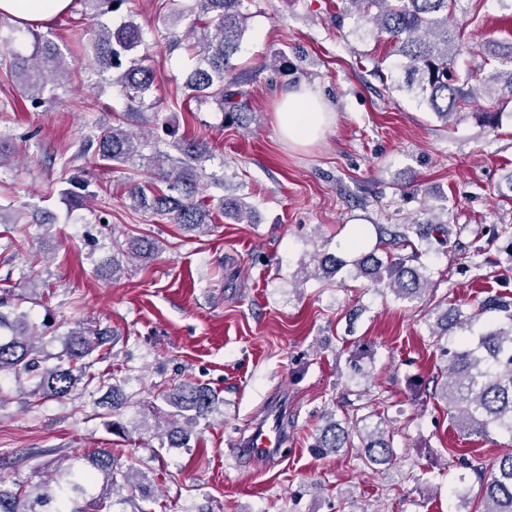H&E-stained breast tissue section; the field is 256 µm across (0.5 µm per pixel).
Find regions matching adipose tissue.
Instances as JSON below:
<instances>
[{
  "instance_id": "obj_1",
  "label": "adipose tissue",
  "mask_w": 512,
  "mask_h": 512,
  "mask_svg": "<svg viewBox=\"0 0 512 512\" xmlns=\"http://www.w3.org/2000/svg\"><path fill=\"white\" fill-rule=\"evenodd\" d=\"M71 0H0V15L23 26H35L64 15ZM332 112L317 93L291 90L282 94L277 121L284 137L296 144L316 139L330 125Z\"/></svg>"
}]
</instances>
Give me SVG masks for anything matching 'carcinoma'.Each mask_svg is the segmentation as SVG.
Listing matches in <instances>:
<instances>
[{"label":"carcinoma","instance_id":"carcinoma-1","mask_svg":"<svg viewBox=\"0 0 512 512\" xmlns=\"http://www.w3.org/2000/svg\"><path fill=\"white\" fill-rule=\"evenodd\" d=\"M98 17L119 11L127 0H82ZM245 0H191L180 11L188 21L183 38L185 49L196 57V64L187 75L183 101L173 99L171 106L185 108L212 102L223 112L224 121L241 125L248 113L235 100L238 77L235 74L238 54L247 29ZM344 11L354 12L360 21L371 25V33L388 36L390 54L403 59L402 81L396 89L421 99L443 122L461 114L472 96L488 99L482 123L498 126L500 106L512 102V41L496 43L489 55L497 62L490 71L469 68L460 75L455 60L467 47L457 31L448 26V14L457 0H341ZM32 51L24 55L14 48L13 39L0 41V54L9 56L11 70L29 95L31 105L42 103L48 88L60 84L74 69L75 63L65 60L58 46L45 34L29 30ZM87 47L94 57L99 74L112 76V85L129 100H145L156 81L155 70L146 64L147 44L143 27L129 19L113 29L98 24L87 38ZM144 50L135 56L138 50ZM170 140H142L119 125L99 131L95 153L105 166L137 162L158 172L166 189L132 184L128 198L135 210L167 216L173 223L189 231L206 234L212 231L213 215L232 214L237 222L249 221L254 207L239 197L229 199L198 197L197 182L207 176L206 162L212 157L207 143L169 133ZM217 200L216 205L210 201ZM390 242L398 248L411 247L406 256L387 255L382 259L372 251L346 262L333 255L317 257V265L306 278L338 273L348 268L352 278H366L375 286L388 290L396 298L414 301L422 298L431 284L427 267L419 262L418 245L442 251L448 245V225L442 223L401 224L383 229ZM111 255L104 260L98 274L104 279L114 275L120 258L146 265L156 259L159 245L153 239L137 237L122 244L111 241ZM429 314L435 320L428 324L430 336L445 362L441 376L433 378L434 395L448 406V416L461 436L490 440L506 435L512 440V301L498 294L485 296L479 308L472 310L462 304L443 300ZM464 332L459 336L456 331ZM47 325L30 322L28 313L7 309L0 301V376L7 374L20 383L33 384L32 392L60 402L77 398L78 392L89 388L103 392L112 411L128 405L123 386L112 381V372L96 369L108 361L110 352L103 351L105 341L100 333L78 326L71 328L56 356L58 364L46 365L43 336ZM154 396L174 408V415L184 419L185 426L172 427L166 433L168 447L187 448L200 421L215 411L218 397L204 384L182 382L170 390L158 388ZM349 420L324 415L325 425L315 434L310 450L316 457H325L341 448L354 447L358 437L364 458L376 465L393 459V435L380 417L371 426L362 422L366 416L364 395L355 393ZM456 466L463 469L451 496L466 501L471 487L468 478L481 482L484 512H512V451L501 455L497 471L485 478L483 460L469 450L456 455ZM93 469L78 470L70 464L57 474L54 484L44 483L32 491H9L0 487V512H39L37 507L58 501L54 512H111V491L130 484L136 477L133 467H124L112 457V450L98 448L90 460Z\"/></svg>","mask_w":512,"mask_h":512}]
</instances>
